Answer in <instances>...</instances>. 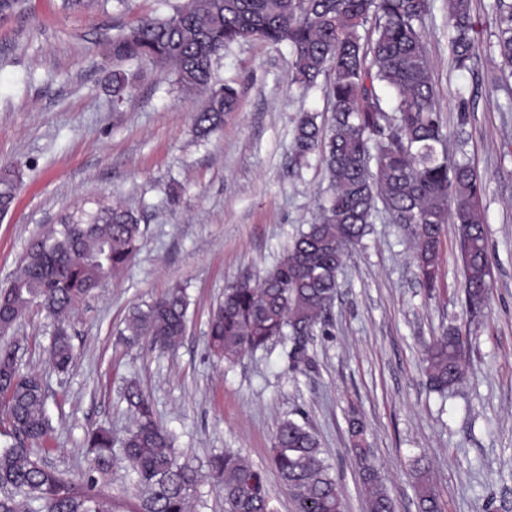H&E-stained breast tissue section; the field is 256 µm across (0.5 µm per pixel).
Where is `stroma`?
<instances>
[{"label": "stroma", "instance_id": "obj_1", "mask_svg": "<svg viewBox=\"0 0 512 512\" xmlns=\"http://www.w3.org/2000/svg\"><path fill=\"white\" fill-rule=\"evenodd\" d=\"M161 0H93L75 10L62 0H25L0 14V163L24 178L0 217V284L8 281L42 226L94 199L141 217L131 263L76 310L69 332L74 365L57 374L48 356L55 323L33 303L9 333L23 370L41 374L51 421L46 462L80 477L90 459L86 430L122 437L132 418L121 399L128 378L149 394L158 423L204 477L194 512H224L207 477L211 455L240 453L265 468L273 512L294 503L271 466L283 419L318 436L346 506L366 512L360 469L348 452L358 414L371 458L394 512H418L412 463L425 457L444 512H512V89L494 87L487 68L450 67L444 0L422 26L437 101L456 126L452 86L466 89L464 147L484 184L493 291L489 312L471 323L464 306L457 229L447 225L435 291L416 275L413 243L377 210L339 272L336 297L306 349L310 366L291 370L290 343L248 352L227 366L208 354L207 322L227 283L261 278L318 214L327 179L318 158L292 162L295 117L329 123L322 87L288 88V45L235 44L215 63L220 82L239 92L236 111L208 138H196L188 99L162 69H141L135 93L112 104L111 56L104 46L121 25L165 13ZM183 284L190 297L180 346L163 351L118 333L134 307ZM468 338L463 383L447 396L423 375L426 344L448 326Z\"/></svg>", "mask_w": 512, "mask_h": 512}]
</instances>
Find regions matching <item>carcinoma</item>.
<instances>
[{
	"label": "carcinoma",
	"instance_id": "1",
	"mask_svg": "<svg viewBox=\"0 0 512 512\" xmlns=\"http://www.w3.org/2000/svg\"><path fill=\"white\" fill-rule=\"evenodd\" d=\"M447 9L452 68L472 72L479 65L473 0H447ZM490 9L495 47L512 75V0H493ZM429 11L430 0H180L169 14L142 18L112 38L113 62L166 68L183 94L203 96L194 113L202 138L237 106V90L213 79L214 62L232 44H287L288 86L302 92L332 76L324 92L333 122L325 126L301 112L293 137L294 163L317 155L328 174L319 216L259 280L242 275L224 288L208 321L211 356L232 363L275 340L314 335L336 294L345 253L364 236L379 203L415 240L417 276L431 290L445 225H457L466 306L472 317H483L492 290L484 186L470 162L445 148L448 135L421 31ZM132 86L125 70L112 71L116 103ZM21 183L18 165L0 164V206L11 208ZM141 238L140 217L130 209L95 200L66 210L31 240L20 270L0 289V332L13 329L40 300L57 323L53 367L67 373L74 357L71 315L103 280L129 265ZM187 310L185 289L175 285L146 308H134L119 335L175 349ZM459 335L450 327L426 348L423 373L441 394L465 378L466 344ZM17 352L15 344L0 345V407L13 428L11 442L0 448V512H23L34 502L37 509L29 512H121L120 500L101 490L116 447L142 493L136 512H190L202 474L180 460L173 436L158 424L152 400L134 380L122 394L133 417L123 438L102 427L88 430L84 447L92 463L77 480L44 465L36 456L49 436L43 381L20 369ZM287 358L294 370L310 363L303 345L291 347ZM349 424L367 512H393L369 459L364 426L356 418ZM272 463L295 512H344L318 436L306 425L289 418L280 423ZM209 473L224 497V512H271L264 474L247 458L234 452L214 456ZM413 487L419 512H442L429 467L420 459Z\"/></svg>",
	"mask_w": 512,
	"mask_h": 512
}]
</instances>
